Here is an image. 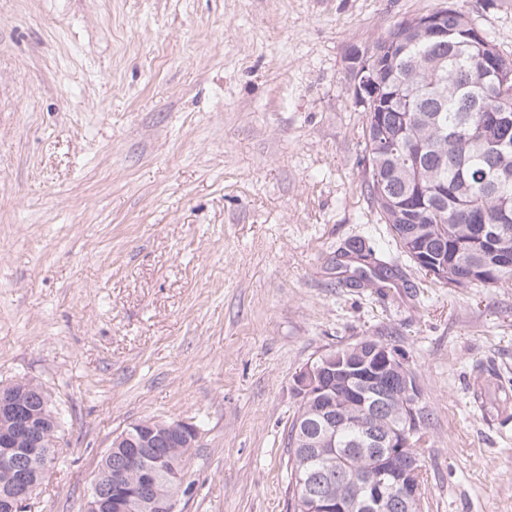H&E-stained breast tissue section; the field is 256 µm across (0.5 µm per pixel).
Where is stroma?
Wrapping results in <instances>:
<instances>
[{
  "label": "stroma",
  "instance_id": "35a3bbf8",
  "mask_svg": "<svg viewBox=\"0 0 512 512\" xmlns=\"http://www.w3.org/2000/svg\"><path fill=\"white\" fill-rule=\"evenodd\" d=\"M512 57V0H461ZM448 0H0V384L47 392L32 512L112 441L194 424L180 512H287L294 377L371 337L415 371L422 512H512V285L424 287L367 187L350 52ZM355 238L392 266L350 288Z\"/></svg>",
  "mask_w": 512,
  "mask_h": 512
}]
</instances>
